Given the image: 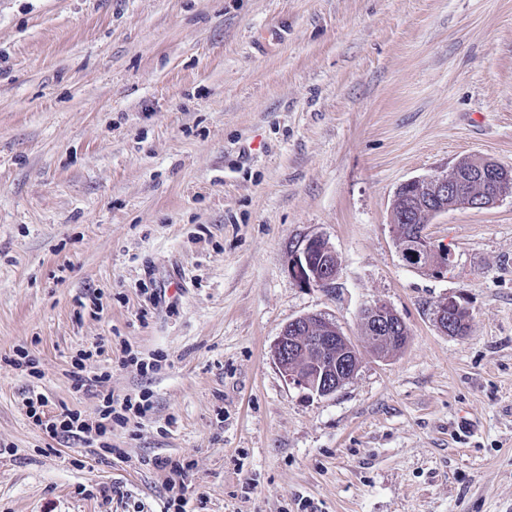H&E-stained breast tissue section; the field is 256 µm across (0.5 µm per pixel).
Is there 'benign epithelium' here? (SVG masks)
Returning <instances> with one entry per match:
<instances>
[{
  "label": "benign epithelium",
  "instance_id": "1",
  "mask_svg": "<svg viewBox=\"0 0 512 512\" xmlns=\"http://www.w3.org/2000/svg\"><path fill=\"white\" fill-rule=\"evenodd\" d=\"M503 166L488 161L475 168L470 178L481 183H495ZM460 176L454 174H432L421 179H411L405 186L416 184L430 189L437 200L452 198L456 193ZM507 196L512 188L494 196L475 202H452L445 207L451 210L464 206L471 209H486ZM404 262L412 261L415 267L441 278L452 265L453 256L448 248L438 246L427 229H418L408 235L405 246L399 249ZM288 272L301 287L327 288L336 281L339 261L336 250L327 238L319 233L311 234L292 249ZM457 307L453 298L438 303L434 311V322L443 332H448V313ZM362 320L366 330L365 339L376 345L392 346L406 340L405 323L389 306L375 304L363 310ZM274 360L288 383L307 389L319 396L335 393L358 371V356L354 343L343 334L336 321L320 314L305 315L294 319L284 327L273 346Z\"/></svg>",
  "mask_w": 512,
  "mask_h": 512
}]
</instances>
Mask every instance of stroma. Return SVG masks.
<instances>
[{"instance_id":"stroma-1","label":"stroma","mask_w":512,"mask_h":512,"mask_svg":"<svg viewBox=\"0 0 512 512\" xmlns=\"http://www.w3.org/2000/svg\"><path fill=\"white\" fill-rule=\"evenodd\" d=\"M466 156L512 167V0H0V512H168L180 482L197 512H512V198L432 220L442 278L390 227ZM313 232L329 288L288 273ZM377 303L409 332L385 359ZM310 314L361 347L326 397L271 356ZM78 358L153 402L107 452L23 408L95 418ZM362 320L365 326V339L376 345L392 346L406 340L405 323L389 306L375 304L363 310Z\"/></svg>"}]
</instances>
